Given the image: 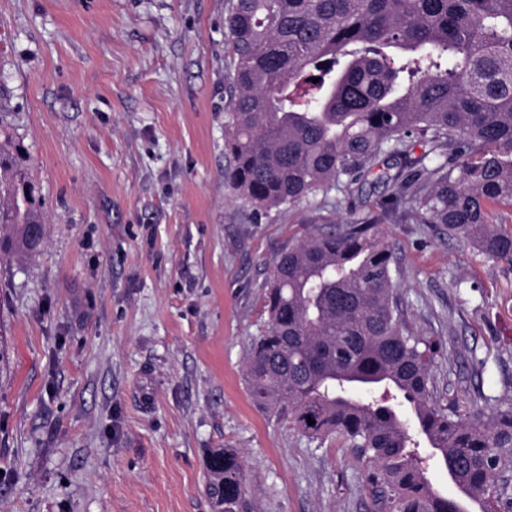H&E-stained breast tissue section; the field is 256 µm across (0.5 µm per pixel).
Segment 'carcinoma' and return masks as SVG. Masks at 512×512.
<instances>
[{
  "label": "carcinoma",
  "instance_id": "cac0c4a2",
  "mask_svg": "<svg viewBox=\"0 0 512 512\" xmlns=\"http://www.w3.org/2000/svg\"><path fill=\"white\" fill-rule=\"evenodd\" d=\"M225 26L228 178L256 213L348 193L380 166L384 217L437 224L512 264V231L489 217L512 207V0H230ZM0 135V249L34 250L42 218L24 145ZM398 272L368 220L283 249L244 361L250 397L311 441L349 443L387 512H512L498 487L512 409L466 420L434 404L443 345L404 326ZM431 465L457 496L434 489ZM205 494L213 512H255L237 449L210 450Z\"/></svg>",
  "mask_w": 512,
  "mask_h": 512
}]
</instances>
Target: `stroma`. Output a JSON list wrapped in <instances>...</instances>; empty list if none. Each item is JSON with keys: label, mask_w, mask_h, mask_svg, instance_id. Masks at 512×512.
Returning a JSON list of instances; mask_svg holds the SVG:
<instances>
[{"label": "stroma", "mask_w": 512, "mask_h": 512, "mask_svg": "<svg viewBox=\"0 0 512 512\" xmlns=\"http://www.w3.org/2000/svg\"><path fill=\"white\" fill-rule=\"evenodd\" d=\"M229 0H0V122L44 213L0 262V512H212L235 448L258 512H375L364 464L259 411L243 380L264 283L324 199L255 216L225 179ZM373 178L339 220L393 249L404 319L445 347L438 404L512 408V265L391 221Z\"/></svg>", "instance_id": "obj_1"}]
</instances>
